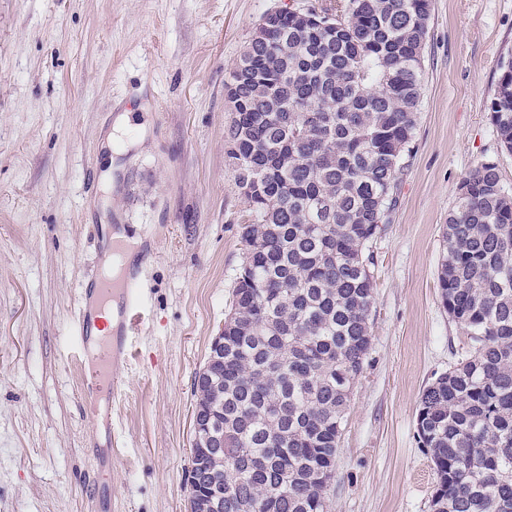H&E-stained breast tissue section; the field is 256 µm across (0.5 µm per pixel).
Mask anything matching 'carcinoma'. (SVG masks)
Masks as SVG:
<instances>
[{
    "label": "carcinoma",
    "instance_id": "1",
    "mask_svg": "<svg viewBox=\"0 0 512 512\" xmlns=\"http://www.w3.org/2000/svg\"><path fill=\"white\" fill-rule=\"evenodd\" d=\"M253 35L225 91L228 157L250 207L224 351L193 383L224 469L192 441L222 512H327L355 382L371 348L373 241L413 141L431 0H335ZM512 152V60L490 101ZM437 271L472 350L421 393L432 512H512V193L497 165L461 181Z\"/></svg>",
    "mask_w": 512,
    "mask_h": 512
}]
</instances>
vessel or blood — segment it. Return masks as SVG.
Here are the masks:
<instances>
[{
	"label": "vessel or blood",
	"mask_w": 512,
	"mask_h": 512,
	"mask_svg": "<svg viewBox=\"0 0 512 512\" xmlns=\"http://www.w3.org/2000/svg\"><path fill=\"white\" fill-rule=\"evenodd\" d=\"M146 271L129 268L118 276L97 275L81 290V304L73 332L78 340L82 366V392L115 398L123 385L124 374L134 357L133 339L144 323L142 299ZM113 306L115 322L103 336L93 337L89 323V304Z\"/></svg>",
	"instance_id": "b4317fda"
}]
</instances>
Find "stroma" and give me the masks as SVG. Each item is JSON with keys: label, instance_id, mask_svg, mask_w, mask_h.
Returning <instances> with one entry per match:
<instances>
[{"label": "stroma", "instance_id": "1", "mask_svg": "<svg viewBox=\"0 0 512 512\" xmlns=\"http://www.w3.org/2000/svg\"><path fill=\"white\" fill-rule=\"evenodd\" d=\"M323 0H0V512H189L193 382L224 323L249 205L227 157L224 83L262 16ZM512 59V0H433L398 203L373 245L372 344L328 512H430L415 412L471 341L436 288L462 178L512 153L489 104ZM123 146L103 144L120 114ZM121 228L148 320L114 403L116 441L80 412L82 281Z\"/></svg>", "mask_w": 512, "mask_h": 512}]
</instances>
